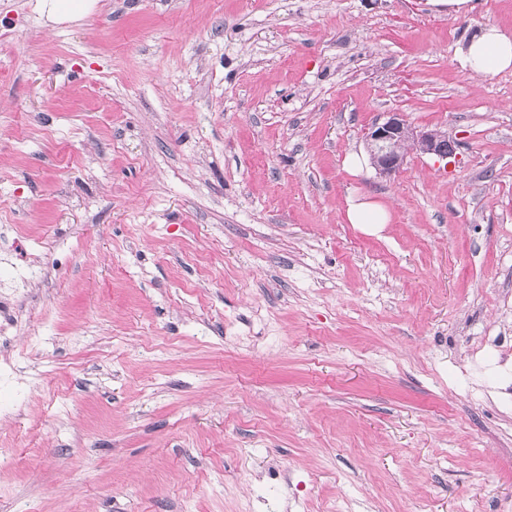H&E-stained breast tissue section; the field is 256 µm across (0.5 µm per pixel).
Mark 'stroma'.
<instances>
[{
  "mask_svg": "<svg viewBox=\"0 0 512 512\" xmlns=\"http://www.w3.org/2000/svg\"><path fill=\"white\" fill-rule=\"evenodd\" d=\"M488 25L512 0H0V512H512ZM390 112L455 156L347 173ZM40 9L50 21H75L86 16L97 0H40ZM464 66L473 75H486L512 68V38L495 26L474 35L462 53ZM345 217L349 224L369 233H376L383 224H389L390 214L385 207L373 201L349 196L346 200Z\"/></svg>",
  "mask_w": 512,
  "mask_h": 512,
  "instance_id": "35a3bbf8",
  "label": "stroma"
}]
</instances>
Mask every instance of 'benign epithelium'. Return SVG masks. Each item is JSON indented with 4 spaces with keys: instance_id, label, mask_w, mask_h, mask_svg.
I'll list each match as a JSON object with an SVG mask.
<instances>
[{
    "instance_id": "benign-epithelium-1",
    "label": "benign epithelium",
    "mask_w": 512,
    "mask_h": 512,
    "mask_svg": "<svg viewBox=\"0 0 512 512\" xmlns=\"http://www.w3.org/2000/svg\"><path fill=\"white\" fill-rule=\"evenodd\" d=\"M367 140L372 164L383 175L395 173L402 167L409 146L441 157L454 152L453 140L448 135L437 130L418 132L398 112H391L383 122L374 123Z\"/></svg>"
}]
</instances>
